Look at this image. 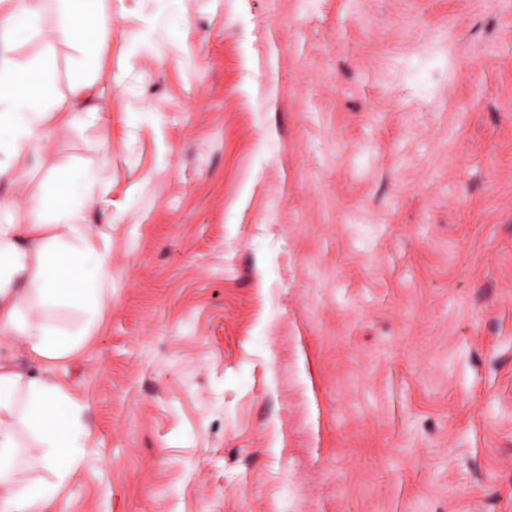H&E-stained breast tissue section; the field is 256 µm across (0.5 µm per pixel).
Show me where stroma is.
<instances>
[{"mask_svg":"<svg viewBox=\"0 0 512 512\" xmlns=\"http://www.w3.org/2000/svg\"><path fill=\"white\" fill-rule=\"evenodd\" d=\"M112 307L49 512H512V0H104ZM72 99L56 0L15 45ZM98 113L87 123L86 113Z\"/></svg>","mask_w":512,"mask_h":512,"instance_id":"1","label":"stroma"}]
</instances>
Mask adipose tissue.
<instances>
[{"label": "adipose tissue", "instance_id": "adipose-tissue-1", "mask_svg": "<svg viewBox=\"0 0 512 512\" xmlns=\"http://www.w3.org/2000/svg\"><path fill=\"white\" fill-rule=\"evenodd\" d=\"M61 32L73 43L80 64L99 67L112 17L101 0H59ZM39 0H0V181H17L22 164L46 147L52 123L69 121L71 105L54 101L40 65L22 67L10 57L11 37L27 27ZM62 200H29L26 224L0 221V340L19 341L29 361L0 353V512H47L79 469L93 433L85 406L52 377L53 369L83 350L92 327L108 308L104 285L112 278L108 242L88 236L83 197L89 187L70 193L71 173L53 172ZM68 309L80 319L68 327L30 320L35 304ZM42 450L40 462L51 480L22 486L18 429Z\"/></svg>", "mask_w": 512, "mask_h": 512}]
</instances>
